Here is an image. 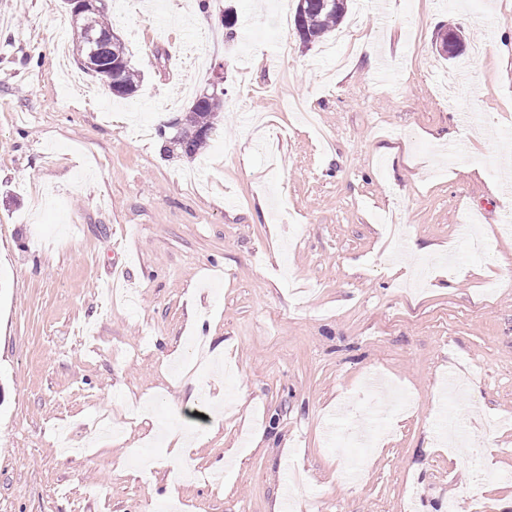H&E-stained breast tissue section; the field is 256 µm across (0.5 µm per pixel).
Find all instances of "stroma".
Masks as SVG:
<instances>
[{"instance_id": "obj_1", "label": "stroma", "mask_w": 512, "mask_h": 512, "mask_svg": "<svg viewBox=\"0 0 512 512\" xmlns=\"http://www.w3.org/2000/svg\"><path fill=\"white\" fill-rule=\"evenodd\" d=\"M164 9L106 0L143 78L121 99L53 80L61 0H0V512H273L288 484L294 512H500L512 0H355L306 49L292 0ZM198 317L224 364L191 403ZM176 428L210 433L186 477ZM224 110V91H213L196 97L185 116L184 127L177 138L187 154H196L207 143L210 133L214 129V118ZM206 128L209 134L201 135Z\"/></svg>"}]
</instances>
